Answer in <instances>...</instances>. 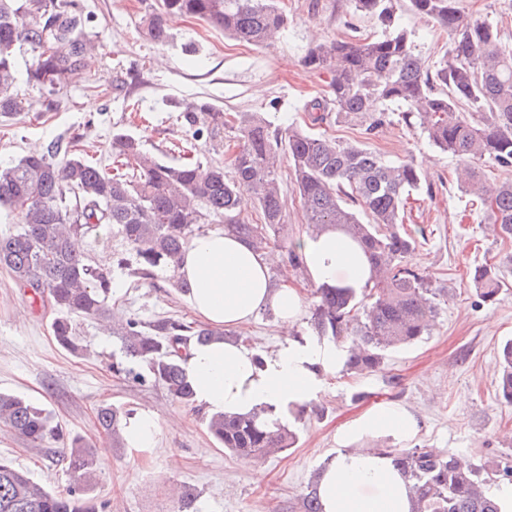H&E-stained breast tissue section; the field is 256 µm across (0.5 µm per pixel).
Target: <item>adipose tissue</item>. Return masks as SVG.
I'll use <instances>...</instances> for the list:
<instances>
[{
	"mask_svg": "<svg viewBox=\"0 0 512 512\" xmlns=\"http://www.w3.org/2000/svg\"><path fill=\"white\" fill-rule=\"evenodd\" d=\"M303 251L314 284L365 288L367 261L339 231L305 237ZM271 266L268 255L215 229L190 243L175 271L190 287L195 315L220 334L210 343L191 344L184 362L195 401L209 412L243 413L310 401L324 374L336 367L334 347L290 337L304 314V300L294 286L272 284ZM264 311L288 335L278 350L260 357L227 334ZM417 431L415 414L397 405L370 409L347 424L337 438L339 452L317 479L323 512H411L408 484L391 458L365 448L364 442L382 436L407 440Z\"/></svg>",
	"mask_w": 512,
	"mask_h": 512,
	"instance_id": "obj_1",
	"label": "adipose tissue"
}]
</instances>
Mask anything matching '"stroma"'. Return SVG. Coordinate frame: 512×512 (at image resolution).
<instances>
[{
  "label": "stroma",
  "mask_w": 512,
  "mask_h": 512,
  "mask_svg": "<svg viewBox=\"0 0 512 512\" xmlns=\"http://www.w3.org/2000/svg\"><path fill=\"white\" fill-rule=\"evenodd\" d=\"M92 16L86 34L93 52L82 75L70 78L59 94L48 95L27 81L28 49L17 50L16 92L32 106L12 119H0V164L18 161L32 147L57 138L79 137L95 158L107 159L112 133L127 129L146 150L178 162L174 144L187 131L180 120L186 103L205 99L239 115L255 113L285 129L309 125L307 106L328 94L329 76L305 67L315 44L376 36L380 22L356 12L352 0H283L288 25L268 46L226 38L223 31L187 17L170 18L172 35L160 46L143 32L141 18L157 0H80ZM461 13L498 25L512 47V0H458ZM399 26L413 35L416 53L431 67L449 46L432 20L408 5L397 12ZM384 160L419 165L421 186L405 207L408 226L429 234L413 259L431 275L444 296L430 336L387 353L380 369L354 376L343 369L324 380L316 413L299 422L295 447L261 461L224 452L206 429L207 410L183 406L155 385L141 386L112 370L119 361L117 339L100 321L80 318L79 353L54 339L49 309L31 303L0 270V390L29 399L52 413L64 431L98 448L101 468L93 484L108 512H175L170 490L186 486L196 496L195 512H288L306 493L314 472L339 451L341 429L378 404L415 413L419 426L406 447L438 448L472 464L512 462V406L501 403L494 369L503 342L512 337V285L492 304H477L468 276L474 266L512 253V239L493 230L471 196L459 189L455 157L440 152L420 128L385 123L371 140ZM285 202L283 236L304 238L306 226L289 166L279 171ZM113 312L144 322L171 317L196 323L186 295L172 287L168 272L143 281L116 277ZM258 352L277 350L282 331L271 313H260L234 332ZM133 414L152 410L160 432L152 448L113 446L95 419L100 405ZM0 458L30 472L40 484L63 490L70 483L61 460L31 447L0 428Z\"/></svg>",
  "instance_id": "1"
}]
</instances>
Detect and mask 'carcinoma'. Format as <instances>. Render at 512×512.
<instances>
[{"label":"carcinoma","mask_w":512,"mask_h":512,"mask_svg":"<svg viewBox=\"0 0 512 512\" xmlns=\"http://www.w3.org/2000/svg\"><path fill=\"white\" fill-rule=\"evenodd\" d=\"M355 9L387 28L379 37L336 40L311 48L307 67L331 73L329 95L314 100L313 122L363 119V138L372 139L387 121L389 105L406 107L402 120L422 129L441 152L458 159V185L478 199L499 232L512 238V181L484 185L482 165L512 167V48L502 44L498 27L463 17L457 0H408L417 13L448 32V50L434 70L415 54L407 31L395 27L399 0H353ZM194 17L240 42L267 46L284 29L288 17L280 0H158L143 18L145 35L158 45L170 38L167 18ZM90 15L78 0H0V118L25 106L15 93L16 50L33 54L28 81L51 94L85 68V28ZM468 104L480 115L464 116ZM182 118L191 139L181 152L187 161L171 164L145 152L128 132L112 134L113 166L106 167L58 138L45 151L0 166V206L20 217L12 231L0 232V268L6 269L31 299L47 298L56 312L51 330L58 343L78 351L74 318L97 319L110 311L114 270L93 264L72 250L70 239L112 227L136 262L144 280L165 266L175 270L183 249L207 233L210 224L264 250L283 229V206L277 170L288 157L308 235L338 230L356 243L370 265L369 284L361 293L320 285L313 289L311 337L336 347L343 368L364 375L380 368L387 352L427 335L439 310L442 291L412 261L416 238L400 217L406 195L420 187L421 170L411 161L388 163L364 144H343L307 129L274 128L259 115L241 117L242 145L224 166L194 157L196 141L223 138L224 112L206 101L187 105ZM250 187L261 223L241 218L246 204L238 187ZM353 202L368 217L363 223L347 206ZM470 271L476 294L492 302L506 286L503 266ZM124 361L116 372L139 384L163 387L181 405L194 404L179 345L208 342L214 332L163 317L144 323L131 318L112 325ZM498 393L512 405V339L499 351ZM309 404H290L276 412L262 407L248 414H213L207 429L215 441L242 460H258L294 447L295 430L283 419ZM129 413L111 405L96 411L101 432L117 444ZM0 425L33 448H49L63 436L46 409L11 393L0 392ZM71 483L67 490L47 489L28 473L0 459V512H106L92 496L99 454L74 437L62 449ZM410 482L413 512H501L490 485L512 484V464L495 470L462 469L436 448H385ZM290 512H323L316 486H310Z\"/></svg>","instance_id":"cac0c4a2"}]
</instances>
